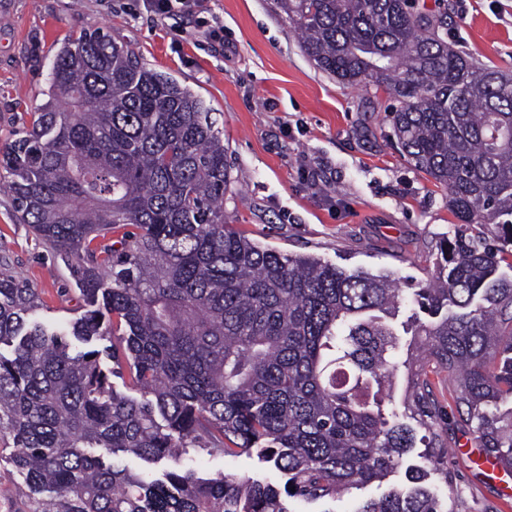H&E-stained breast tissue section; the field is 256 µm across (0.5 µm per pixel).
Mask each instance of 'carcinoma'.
<instances>
[{"label": "carcinoma", "instance_id": "carcinoma-1", "mask_svg": "<svg viewBox=\"0 0 512 512\" xmlns=\"http://www.w3.org/2000/svg\"><path fill=\"white\" fill-rule=\"evenodd\" d=\"M275 2L319 69L389 95L396 145L448 190L459 223L439 243L438 286L415 298L438 320L416 335L482 448L512 467V415L489 412L512 398V73L449 46L446 7ZM48 76L47 101L0 167L23 223L72 261L88 309L51 328L33 319L36 289L0 269V344L14 346L0 356V441L12 442L29 512H290L288 497L334 500L397 467L439 408L408 360L416 425L384 412L401 345L390 276L232 231L224 130L129 45L71 37ZM116 334L112 372H127L140 401L114 390L98 351L74 345ZM190 448L272 459L288 490L190 468L157 479L114 460L177 462ZM355 512L452 510L413 475Z\"/></svg>", "mask_w": 512, "mask_h": 512}]
</instances>
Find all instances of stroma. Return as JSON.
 Returning <instances> with one entry per match:
<instances>
[{
  "label": "stroma",
  "mask_w": 512,
  "mask_h": 512,
  "mask_svg": "<svg viewBox=\"0 0 512 512\" xmlns=\"http://www.w3.org/2000/svg\"><path fill=\"white\" fill-rule=\"evenodd\" d=\"M87 28L130 45L217 112L234 178L224 199L233 231L348 271L389 273L403 290L394 326L419 315L413 293L435 286L439 241L456 222L448 192L392 146L387 94L318 69L274 0H202L190 17L156 15L142 0H0V147L45 102L61 42ZM448 43L511 73L512 0H448ZM8 184L0 171V263L38 291L36 320L67 325L85 301L68 262L20 220ZM433 390L448 424L442 456L411 449L385 478L333 501L289 500L291 512H355L361 500L408 487L412 467L453 512H512V498L477 477L459 451L479 435L456 408L452 384L438 381ZM181 463L203 478L285 483L254 456L197 449Z\"/></svg>",
  "instance_id": "35a3bbf8"
}]
</instances>
